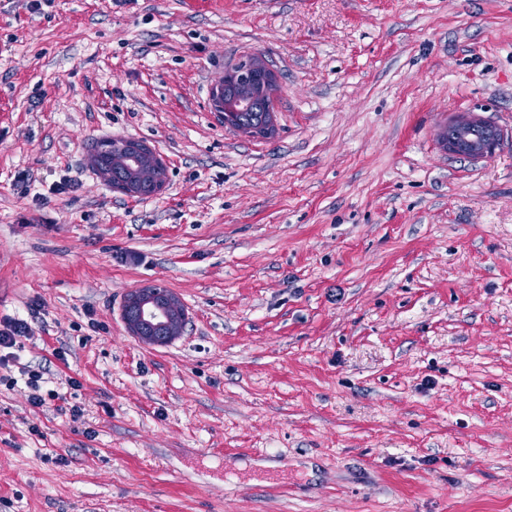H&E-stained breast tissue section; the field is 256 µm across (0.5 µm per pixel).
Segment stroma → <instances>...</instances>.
I'll return each mask as SVG.
<instances>
[{
  "mask_svg": "<svg viewBox=\"0 0 512 512\" xmlns=\"http://www.w3.org/2000/svg\"><path fill=\"white\" fill-rule=\"evenodd\" d=\"M254 54L271 139L208 105ZM461 115L491 157L442 148ZM112 139L160 192L98 174ZM152 284L164 346L122 319ZM16 317L0 512H512V0H0ZM122 315L131 335L156 346L168 344L180 336L189 319L182 301L173 293L160 300L155 285L130 291Z\"/></svg>",
  "mask_w": 512,
  "mask_h": 512,
  "instance_id": "1",
  "label": "stroma"
}]
</instances>
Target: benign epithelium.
<instances>
[{"label":"benign epithelium","instance_id":"1","mask_svg":"<svg viewBox=\"0 0 512 512\" xmlns=\"http://www.w3.org/2000/svg\"><path fill=\"white\" fill-rule=\"evenodd\" d=\"M258 75L264 78L269 89L268 112H275L277 92L275 72L258 59L241 62L225 69L222 82L211 91V111L223 113L225 126H231L232 109L224 105V83L233 82L241 87H248ZM501 142L499 130L481 119L458 121L455 123L452 135L442 138V146L448 153L465 156L471 160L489 156L500 147ZM135 151L137 158L131 160L134 168H139L140 157L147 156L152 159L156 170L165 169L162 160L147 145L137 146ZM122 315L131 335L146 344L156 346L168 344L181 335L189 319L186 306L177 296L170 293L161 300L154 285L130 291L124 302Z\"/></svg>","mask_w":512,"mask_h":512}]
</instances>
